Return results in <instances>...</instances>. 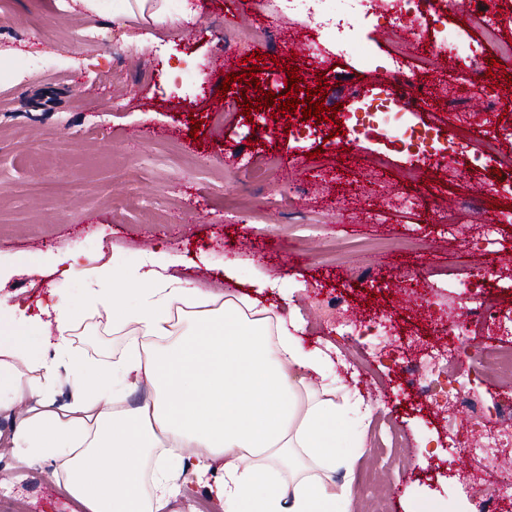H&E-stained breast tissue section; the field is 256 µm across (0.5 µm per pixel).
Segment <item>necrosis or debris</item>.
<instances>
[{
    "label": "necrosis or debris",
    "instance_id": "obj_1",
    "mask_svg": "<svg viewBox=\"0 0 512 512\" xmlns=\"http://www.w3.org/2000/svg\"><path fill=\"white\" fill-rule=\"evenodd\" d=\"M455 6L454 0H281L283 11L309 24L316 31L310 40L297 44L306 56L318 57L323 47H332L337 57L362 63L375 71L384 65L403 63L408 45L421 43L425 49L416 60L420 71L439 69L443 62H451L453 71L448 84L452 91L478 92L475 84L489 48H496L500 62H512V43L501 39L502 23L491 0H471L466 27H448L444 20ZM379 17L388 26L391 46L386 58H379L366 42L359 27L358 17ZM392 88L373 86L360 102L357 111L338 113L337 118L349 136H356L368 127L385 130L393 144L399 145L409 162L401 166L403 179L413 178L420 162H436L442 171L456 173L460 158H467L471 166H479L490 155L494 143L512 137V122L501 120L499 113L488 112L476 117L457 112L449 118L453 129L448 138L432 135L430 127L421 126L412 119L406 108L397 106ZM326 309L337 328L355 336L371 333L377 337L397 336L389 314L383 313L371 320L353 315L344 291H337L327 301ZM481 322L494 329L497 335L512 334V312L505 313L475 299L463 318L450 327L452 335L466 336L469 326ZM397 352L405 375V389L430 398L439 407L465 409L469 415L466 429L480 432L481 448L474 454L486 468H494L500 449L512 446V426L498 425L501 417L512 415V405L488 408L476 391L464 388L459 374H491L512 381V350L493 344L462 359L457 345L444 342L428 346L411 336H397Z\"/></svg>",
    "mask_w": 512,
    "mask_h": 512
}]
</instances>
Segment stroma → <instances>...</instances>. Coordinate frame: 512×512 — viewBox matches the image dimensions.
Wrapping results in <instances>:
<instances>
[{
	"label": "stroma",
	"mask_w": 512,
	"mask_h": 512,
	"mask_svg": "<svg viewBox=\"0 0 512 512\" xmlns=\"http://www.w3.org/2000/svg\"><path fill=\"white\" fill-rule=\"evenodd\" d=\"M195 22L175 17L182 0H169L171 20L126 19L113 27L121 0H101L98 13L72 14L55 0H0V299L30 306L65 295L83 329L77 337L90 361L117 357L125 342L103 320L88 316L85 278L60 280L49 270L69 253L104 255L116 271L138 266L151 251L188 286L293 305L302 321L305 348L336 347V404L343 425L340 454L358 459L347 473L351 512H367L369 500L388 496L390 512H419L427 503L458 512L466 496L457 475L477 474L498 484L512 468V447L497 468L480 471L474 459L449 457L442 446L446 422L428 399L404 390L403 376L373 337L341 336L316 310L337 289L352 308L390 309V287L400 267L424 268L434 286L416 296L417 306L458 317L466 295L453 282L473 270L503 309L512 308V223L501 231L505 250H483L475 238L441 234L435 216L476 227L496 214L488 201L466 209L454 200L479 194L493 180L495 162L468 169L465 181L432 164L419 180L401 182V163L391 156L383 171L374 160L383 149L381 130L368 129L337 146L332 122L302 111L264 107L249 121L241 104L267 93L306 99L321 88L326 106L354 110L373 83H391V70L368 75L335 55L313 59L288 47L303 38L302 24L278 0H195ZM95 30V45L82 32ZM257 58L259 86L229 82ZM300 79L289 89L290 73ZM490 96L448 95L447 72L419 75L394 85L414 119L447 130L448 110L512 112V67L485 78ZM392 84V83H391ZM201 129H193V121ZM49 152L51 163L27 167L26 156ZM265 167L264 181L250 179ZM390 193L409 191L422 211L394 209L376 193L375 175ZM431 240L427 253L403 249L409 229ZM370 238H387L390 250L356 252L347 266L326 258V249ZM372 408L361 418L357 404ZM405 434L401 455L370 454L386 425ZM16 485L13 512H79L52 467L20 453L0 452V484Z\"/></svg>",
	"instance_id": "35a3bbf8"
}]
</instances>
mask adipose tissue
Returning a JSON list of instances; mask_svg holds the SVG:
<instances>
[{
	"label": "adipose tissue",
	"instance_id": "1",
	"mask_svg": "<svg viewBox=\"0 0 512 512\" xmlns=\"http://www.w3.org/2000/svg\"><path fill=\"white\" fill-rule=\"evenodd\" d=\"M66 273L95 281L93 316L128 344L115 364L89 363L67 298L49 321L0 301V415L20 417L0 441L54 461L82 512H174L188 478L221 512H347L335 473L355 459L336 453L333 361L303 347L295 312L107 261Z\"/></svg>",
	"mask_w": 512,
	"mask_h": 512
}]
</instances>
